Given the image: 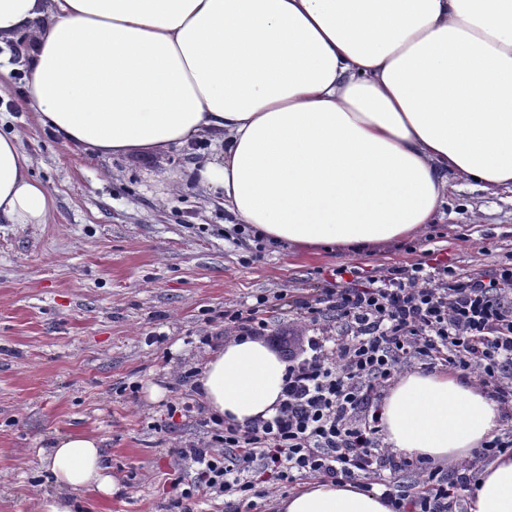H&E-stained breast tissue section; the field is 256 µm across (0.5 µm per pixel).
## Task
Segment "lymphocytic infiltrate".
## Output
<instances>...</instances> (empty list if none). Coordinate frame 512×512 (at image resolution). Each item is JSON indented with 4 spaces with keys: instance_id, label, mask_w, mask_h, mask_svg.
Wrapping results in <instances>:
<instances>
[{
    "instance_id": "lymphocytic-infiltrate-1",
    "label": "lymphocytic infiltrate",
    "mask_w": 512,
    "mask_h": 512,
    "mask_svg": "<svg viewBox=\"0 0 512 512\" xmlns=\"http://www.w3.org/2000/svg\"><path fill=\"white\" fill-rule=\"evenodd\" d=\"M266 297L245 309L224 311V332L262 340L286 366L275 413L241 426L210 415L197 441L177 448L195 466L176 476L177 502L236 498L257 493V477L291 482L315 476L361 479L381 488L393 512H458L459 489L470 466L448 470L428 459L400 456L383 437L381 396L403 367L465 371L487 389L512 419V262L466 276L441 261L336 270L319 302L296 300L289 309L307 333L274 327ZM408 472L412 484L393 478Z\"/></svg>"
}]
</instances>
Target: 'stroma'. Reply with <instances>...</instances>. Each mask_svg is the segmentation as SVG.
I'll list each match as a JSON object with an SVG mask.
<instances>
[{"mask_svg": "<svg viewBox=\"0 0 512 512\" xmlns=\"http://www.w3.org/2000/svg\"><path fill=\"white\" fill-rule=\"evenodd\" d=\"M26 39L0 47V128L16 129L51 200L44 224H0V512H41L51 435L102 441L117 496L78 494L77 512H176L172 454L209 417H169L179 378L209 356L224 309L287 293L318 297L334 269L413 263L431 250L465 274L512 255V191L449 177L435 223L362 251L297 250L255 239L189 178L208 139L155 156L103 158L65 146L26 105Z\"/></svg>", "mask_w": 512, "mask_h": 512, "instance_id": "35a3bbf8", "label": "stroma"}]
</instances>
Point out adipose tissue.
Instances as JSON below:
<instances>
[{
	"instance_id": "1",
	"label": "adipose tissue",
	"mask_w": 512,
	"mask_h": 512,
	"mask_svg": "<svg viewBox=\"0 0 512 512\" xmlns=\"http://www.w3.org/2000/svg\"><path fill=\"white\" fill-rule=\"evenodd\" d=\"M27 37L26 105L68 145L157 153L211 136L194 176L239 223L299 248L418 234L449 176L512 188V0H0V46ZM19 136L0 131V224H43L52 201ZM285 365L232 340L198 378L210 411L274 414ZM387 442L451 464L498 433L486 390L405 373L381 404ZM55 493L122 485L98 439H51ZM278 512H392L378 490L315 479ZM472 512H512V456L487 462Z\"/></svg>"
}]
</instances>
